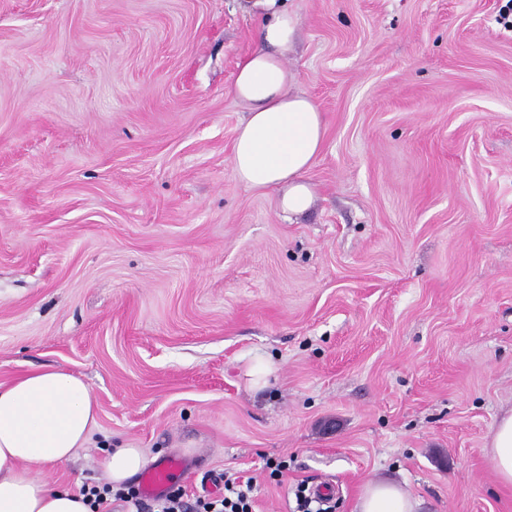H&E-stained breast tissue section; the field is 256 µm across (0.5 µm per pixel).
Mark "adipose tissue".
Wrapping results in <instances>:
<instances>
[{
  "label": "adipose tissue",
  "instance_id": "ef3b65f1",
  "mask_svg": "<svg viewBox=\"0 0 512 512\" xmlns=\"http://www.w3.org/2000/svg\"><path fill=\"white\" fill-rule=\"evenodd\" d=\"M264 13L261 45L238 65L231 87L247 111L236 131V178L256 190H274L288 216L309 211L315 191L306 174L321 153L326 126L317 103L294 89L296 74L283 53L302 26L289 0H257ZM97 402L87 384L64 368L33 371L0 384V512H91L84 497L36 478L39 469L69 463L97 424ZM489 461L501 485L512 486V409L498 419ZM147 458L139 448H108L102 467L118 488ZM420 502L395 482L363 490L358 512H418Z\"/></svg>",
  "mask_w": 512,
  "mask_h": 512
}]
</instances>
